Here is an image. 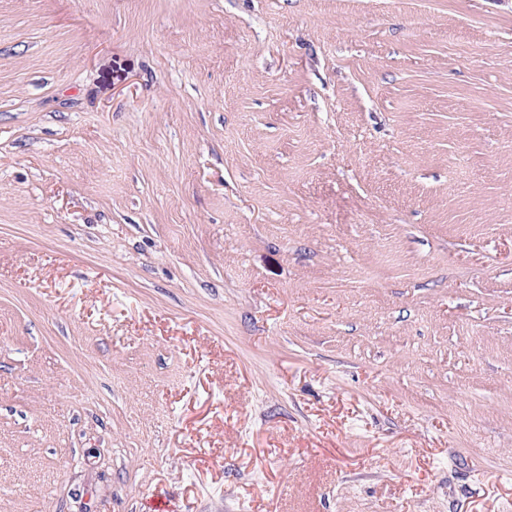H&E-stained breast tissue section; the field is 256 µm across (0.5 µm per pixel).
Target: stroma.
I'll use <instances>...</instances> for the list:
<instances>
[{
  "mask_svg": "<svg viewBox=\"0 0 512 512\" xmlns=\"http://www.w3.org/2000/svg\"><path fill=\"white\" fill-rule=\"evenodd\" d=\"M512 512V0H0V512Z\"/></svg>",
  "mask_w": 512,
  "mask_h": 512,
  "instance_id": "stroma-1",
  "label": "stroma"
}]
</instances>
